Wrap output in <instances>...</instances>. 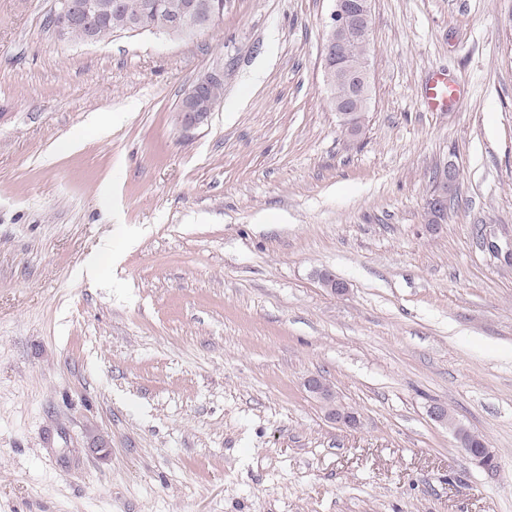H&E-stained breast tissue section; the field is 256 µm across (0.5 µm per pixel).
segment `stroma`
I'll return each instance as SVG.
<instances>
[{"label": "stroma", "mask_w": 512, "mask_h": 512, "mask_svg": "<svg viewBox=\"0 0 512 512\" xmlns=\"http://www.w3.org/2000/svg\"><path fill=\"white\" fill-rule=\"evenodd\" d=\"M53 7L0 0V512H512V0H374L355 139L331 0L93 45ZM438 69L454 111L423 105ZM208 72L224 97L183 130ZM221 79L218 73H206L201 75L185 91L182 102L178 109V119L182 127L191 129L202 124L214 110L218 101L224 94V82H217ZM209 91L210 98L206 97V88L211 84ZM458 177L457 170L445 167L439 172L437 186L434 192L426 200V211L436 214L435 218L441 224L448 215V200L452 196L453 188ZM307 388L322 402L327 418L345 426L355 425V412L336 402V394L326 382L311 378L307 381ZM485 441L484 437L475 432L468 439V448H465L459 441L458 445L464 450V452L472 459L475 464L483 467L486 471L493 472L497 469V459L495 457V453L492 448H489L486 443L485 446L483 442ZM471 448H475L477 450L480 448V453L471 452Z\"/></svg>", "instance_id": "1"}]
</instances>
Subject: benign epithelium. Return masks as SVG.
Wrapping results in <instances>:
<instances>
[{"mask_svg": "<svg viewBox=\"0 0 512 512\" xmlns=\"http://www.w3.org/2000/svg\"><path fill=\"white\" fill-rule=\"evenodd\" d=\"M59 12L66 20L58 28L59 34L66 33L70 27H83L88 32V41H93V32L100 20L110 16L112 10L120 7V2L106 5L99 0H60ZM222 19L214 17L213 4L209 0H189L178 10L169 13L162 11L160 21L153 32L168 37L176 35L183 39H192L207 31L213 25H220ZM372 0H333V7L326 22V40L323 56L324 78L335 72L344 77L348 85V98L342 108L336 111L345 132L357 138L364 129L365 116L371 95L369 63L355 60L345 52L344 38L358 29L371 31ZM221 79L218 73H206L193 82L185 91L178 108V119L182 127L194 128L202 124L214 110L216 104L207 99L206 88ZM458 177L457 170L445 167L439 172L437 186L426 200V211L436 215L443 222L448 215V200ZM320 280L325 288L334 294L348 292L347 283L332 272H324ZM307 388L322 402L327 418L345 426H353L357 421L354 411L336 402L332 388L318 378L307 381ZM464 452L472 461L488 472L497 469L494 451L485 447L479 453L466 448Z\"/></svg>", "mask_w": 512, "mask_h": 512, "instance_id": "1", "label": "benign epithelium"}]
</instances>
